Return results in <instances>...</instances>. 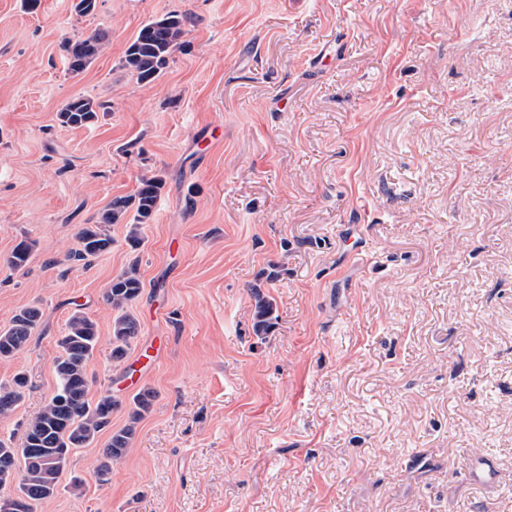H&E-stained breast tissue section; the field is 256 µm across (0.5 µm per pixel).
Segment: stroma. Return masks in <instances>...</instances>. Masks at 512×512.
Returning a JSON list of instances; mask_svg holds the SVG:
<instances>
[{
    "label": "stroma",
    "mask_w": 512,
    "mask_h": 512,
    "mask_svg": "<svg viewBox=\"0 0 512 512\" xmlns=\"http://www.w3.org/2000/svg\"><path fill=\"white\" fill-rule=\"evenodd\" d=\"M168 12L196 22L137 83L124 52ZM95 31L71 76L63 42ZM76 95L105 109L61 126ZM154 171L139 249L113 224L110 251L67 262ZM134 261L118 365L103 294ZM28 305L0 438L21 446L54 392L78 309L102 338L91 397L156 393L106 482L105 431L34 512H512V0H0V328ZM255 291L256 303L253 311V327L256 336L263 339L275 327L278 316L275 315L276 309L273 302L261 296L257 289ZM28 386V377L24 372L16 373L11 382L0 384V417L6 418L17 408Z\"/></svg>",
    "instance_id": "1"
}]
</instances>
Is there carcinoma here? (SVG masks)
<instances>
[{
	"label": "carcinoma",
	"instance_id": "cac0c4a2",
	"mask_svg": "<svg viewBox=\"0 0 512 512\" xmlns=\"http://www.w3.org/2000/svg\"><path fill=\"white\" fill-rule=\"evenodd\" d=\"M195 17L187 13L169 12L151 19L139 28L125 50L123 66L137 82L150 84L167 68L175 51L183 44L187 26ZM104 35L92 34L76 42L67 41L68 70L78 76L103 49ZM102 105L89 97L78 95L68 99L57 111V120L63 127L81 128L97 119ZM165 182L162 175L153 173L140 178L134 193L116 196L101 213L99 223L86 225L77 233V247L68 252L71 262L85 261L108 252L112 237L106 227L131 217L127 235L131 247L142 243L141 227L154 216ZM31 255L30 245L22 241L13 250L9 262L20 268ZM143 287L138 262H133L112 278L104 292L105 302L112 308V336L109 358L115 364L124 362L132 343L139 334L140 323L131 312L132 303ZM273 302L255 292L253 327L256 336L265 337L275 327L277 315ZM41 311L36 306L21 309L10 324L0 329V359L8 360L22 352L38 326ZM97 324L81 311H75L67 321L65 334L58 341L60 354L55 361L57 386L40 413L27 425L24 441L16 448L0 439V487L14 479L17 459L23 458L17 497L31 512L32 503L53 498L59 488L60 477L72 451L92 444L98 435L112 423V414L126 411V424L113 432L108 445L102 449L96 469L99 482H104L112 464L122 460L131 447L138 424L153 408L156 393L151 388L140 390L128 404L109 393L92 400L86 367L100 343ZM28 386V377L16 373L11 382L0 384V417L6 418L17 408Z\"/></svg>",
	"mask_w": 512,
	"mask_h": 512
}]
</instances>
